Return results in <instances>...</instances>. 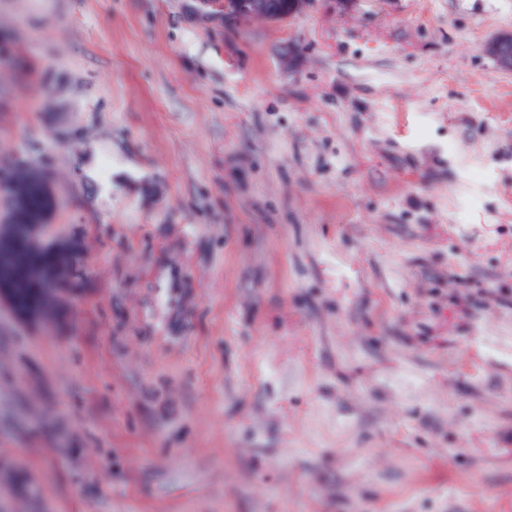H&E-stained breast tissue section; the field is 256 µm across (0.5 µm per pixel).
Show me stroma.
<instances>
[{"label": "stroma", "mask_w": 512, "mask_h": 512, "mask_svg": "<svg viewBox=\"0 0 512 512\" xmlns=\"http://www.w3.org/2000/svg\"><path fill=\"white\" fill-rule=\"evenodd\" d=\"M512 0H0V161L80 239L0 307L12 512H512ZM292 64H285V56ZM197 13L214 11L223 22L247 23L254 19L282 22L297 14L311 0H186ZM487 52L501 69L512 71V33L495 37L487 45Z\"/></svg>", "instance_id": "stroma-1"}]
</instances>
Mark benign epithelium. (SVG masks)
<instances>
[{
  "label": "benign epithelium",
  "mask_w": 512,
  "mask_h": 512,
  "mask_svg": "<svg viewBox=\"0 0 512 512\" xmlns=\"http://www.w3.org/2000/svg\"><path fill=\"white\" fill-rule=\"evenodd\" d=\"M197 13L213 11L225 22L247 23L254 19L282 22L297 14L311 0H189ZM487 52L501 69L512 71V33L495 37ZM43 167L26 162L15 176L0 181L9 206L0 212V305H4L19 321L50 327L53 314L61 308L63 284L70 273V257L74 240L45 238L50 213L36 214L28 209V185L42 176ZM25 279L40 289L39 303L22 308L14 303L12 285ZM19 472L5 471L0 462V485L8 481L16 494H28V484L18 481Z\"/></svg>",
  "instance_id": "benign-epithelium-1"
}]
</instances>
